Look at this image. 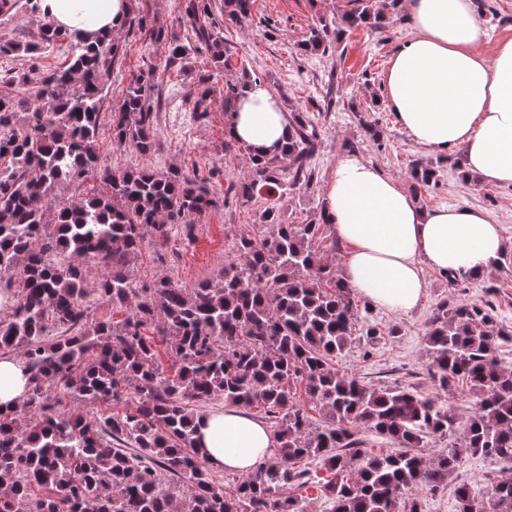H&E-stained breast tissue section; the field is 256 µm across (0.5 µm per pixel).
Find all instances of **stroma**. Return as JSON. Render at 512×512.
<instances>
[{
	"label": "stroma",
	"instance_id": "1",
	"mask_svg": "<svg viewBox=\"0 0 512 512\" xmlns=\"http://www.w3.org/2000/svg\"><path fill=\"white\" fill-rule=\"evenodd\" d=\"M209 13L201 24L224 30V46L230 68L215 76L211 105L203 117H195L190 91L199 77L211 70L210 54L196 51L190 66L166 64L163 43L146 45L138 28L121 27L116 38L123 46L122 63L114 67L107 84L103 112H111L134 76L155 71L159 120L156 137L164 148L142 157L128 148L114 145L109 133L100 132L103 156L119 167L165 171L174 167L217 166L218 175L208 187L223 193L229 177L247 167L243 155L224 152V80L249 70L280 95L285 111L305 112L318 130L312 164L316 178L310 188L287 192L282 199L283 218L289 224L313 219L324 197L337 159L351 145L362 159L379 167L402 185H409L415 163L440 161L436 185L424 191L421 204L427 208L466 204L484 210L494 223L512 238V187H495L476 180H463L461 151L436 155L417 145L395 120L384 103L383 77L389 58L409 34L408 13L398 7L391 19L377 28L346 30L340 42L326 54H310L300 48L310 30L324 22L340 20L345 13L362 8V0H254L249 21L240 27H225L222 0H208ZM148 16L153 29L186 37L184 0H131L128 19ZM39 15L30 0H18L8 15L0 14V31L17 43L39 40ZM265 196L251 202L209 211L191 227H179L172 236L164 260H156L144 250L134 268L138 284L150 285L168 276L191 286L219 277L231 257L240 235H259L263 226L259 214ZM427 288L419 304L410 312L397 314L373 307L371 319L383 328L397 327L399 336L384 338L371 354L351 346L337 358L340 372L363 383L413 385L423 394L435 395L429 369L425 331L429 317L439 303L466 299L490 302L497 322L512 330V263H494L491 272L467 278L449 287L441 273L423 266ZM512 475V466L492 457H468L449 477L444 489L420 491L419 512H457L454 486L468 485L476 494H486L494 479Z\"/></svg>",
	"mask_w": 512,
	"mask_h": 512
}]
</instances>
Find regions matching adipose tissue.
<instances>
[{"mask_svg": "<svg viewBox=\"0 0 512 512\" xmlns=\"http://www.w3.org/2000/svg\"><path fill=\"white\" fill-rule=\"evenodd\" d=\"M128 0H38L41 16L90 44L112 36ZM411 34L384 75L386 106L416 144L433 153L462 149L467 171L482 183L512 186V35L480 51L487 38L472 0H407ZM234 136L264 151L288 135L280 97L258 82L240 100ZM336 238L346 244L341 275L374 305L405 313L426 282L420 266L488 274L506 250L502 225L481 209L454 205L423 209L395 178L356 155L342 156L324 188ZM30 385L27 361L0 354V406L16 408ZM198 446L214 468L246 474L270 461L276 441L246 409L203 415Z\"/></svg>", "mask_w": 512, "mask_h": 512, "instance_id": "adipose-tissue-1", "label": "adipose tissue"}]
</instances>
